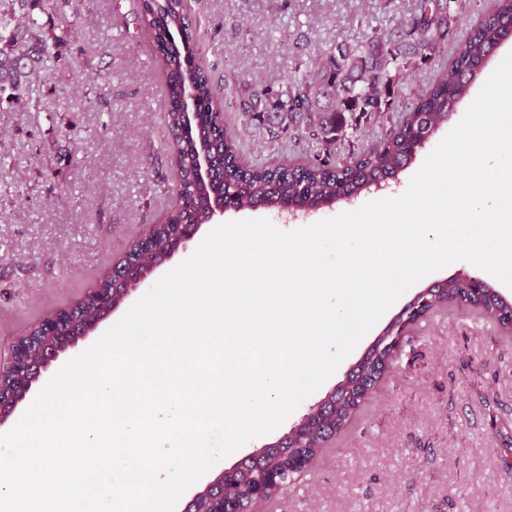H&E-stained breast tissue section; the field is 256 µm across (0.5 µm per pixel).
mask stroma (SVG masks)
Segmentation results:
<instances>
[{
    "mask_svg": "<svg viewBox=\"0 0 512 512\" xmlns=\"http://www.w3.org/2000/svg\"><path fill=\"white\" fill-rule=\"evenodd\" d=\"M132 0H54L46 26L68 23L62 46L71 83L38 82L40 111L18 105L0 132V359L49 309L73 305L157 223L171 204L165 94L147 38L125 27ZM488 0H469L448 39L465 38ZM410 0H203L196 42L216 76L281 77L295 38L309 52L365 30L356 17L393 27ZM442 53L414 73L425 87L450 59ZM434 143L383 186L333 207L290 215L229 211L225 221L265 219L289 232L401 195ZM382 316L336 372L270 432L216 463L212 481L284 435L343 380L389 323ZM248 512H512V335L467 307L432 313L409 331L375 393L332 438L277 505Z\"/></svg>",
    "mask_w": 512,
    "mask_h": 512,
    "instance_id": "35a3bbf8",
    "label": "stroma"
}]
</instances>
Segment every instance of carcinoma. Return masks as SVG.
<instances>
[{
  "mask_svg": "<svg viewBox=\"0 0 512 512\" xmlns=\"http://www.w3.org/2000/svg\"><path fill=\"white\" fill-rule=\"evenodd\" d=\"M458 0H413L408 20L385 34L370 29L356 43L338 42L328 50L309 56L304 64L294 63L284 78L254 80L236 78L219 85L207 66L191 68L188 57L195 47L183 48L176 35L190 25L189 0H137L135 22L141 33L155 44L158 54L153 66L162 80L166 99L190 84L200 100L196 111L219 112L225 95L240 101L244 124L259 138L266 133L287 135L307 143V160L257 163L246 168L234 163L242 147L235 132L225 123L205 124L190 136L178 135L187 116L178 109H166V146L174 190L178 198L204 200L210 186L194 177L198 158L212 155L224 162L225 195L249 205L261 204L276 210L304 201L318 209L343 195L356 196L395 176L409 163L414 146L433 126L445 124L470 85L481 74L478 62L489 54V45L512 27V0H493V8L471 28L467 38L452 54L450 67L439 73L414 104L400 113L398 120L374 143L335 159L338 144L360 131L363 124L382 121L395 111L397 100L409 90L414 72L430 63L448 41L456 19ZM71 33L67 26L47 30L32 16L24 24L0 14V112L3 104L26 102L30 112L41 111L40 103L27 99L36 80L69 83V74L58 53L60 42ZM192 213L185 208L171 211L167 221L152 232V245L166 252L177 240L180 224ZM139 245L129 243L123 261L138 265L150 277V268L138 263ZM468 305L494 319L503 329L512 330V303L493 287L477 299L465 277L451 278L429 297L425 314L450 306ZM389 355L381 352L365 366L354 386L336 406V413L317 425L298 442L289 439L268 450L258 465L236 472L233 488L245 493L267 469L288 472L292 461L317 456L327 442L343 430L375 391L390 369Z\"/></svg>",
  "mask_w": 512,
  "mask_h": 512,
  "instance_id": "carcinoma-1",
  "label": "carcinoma"
}]
</instances>
